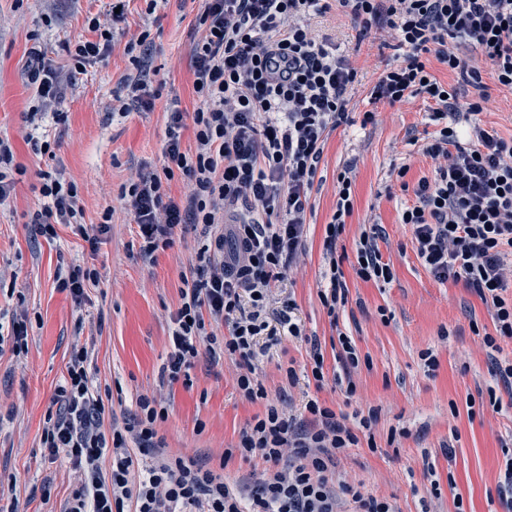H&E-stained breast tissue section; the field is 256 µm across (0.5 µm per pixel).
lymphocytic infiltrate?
<instances>
[{
  "mask_svg": "<svg viewBox=\"0 0 512 512\" xmlns=\"http://www.w3.org/2000/svg\"><path fill=\"white\" fill-rule=\"evenodd\" d=\"M333 6L359 35L389 29L401 53L400 65L374 85L373 100L394 105L423 94L435 103L429 118L439 130L424 148L434 175L412 185L405 180L407 167H399L401 189L417 199L400 221L411 226L417 256L436 279L463 283L486 306L494 326L481 338L491 354L489 373L512 388V359L497 356L501 341H512V139L476 122L489 96L480 70L459 54L462 46L475 48L498 83L512 89V0H204L197 23L205 35L192 50L198 105L189 117L171 110L166 166L123 186L121 198L138 228L141 258L170 248L179 225L200 228L205 242L170 315L161 377L190 383L203 353L231 361L239 390L249 401H264L265 411L247 423L221 461L259 458L265 468L255 484L233 486L194 457L168 453L156 429L168 412L153 396L137 395L134 412L123 424L112 423V406L94 385L90 352L82 346L70 356L41 438L44 458L66 460L74 484L58 512H397L364 481L337 472L348 449L363 442L375 447L369 434L378 408L352 427L311 398L300 418L269 400L258 373L260 337L275 344L304 336L294 302L283 303L273 324L266 308L275 283L304 247L310 192L328 136L351 122L347 106L358 71L311 26ZM87 24L91 36L71 50L70 74L35 57L29 73L34 103L24 115L25 141L34 154L55 158L40 133L43 124L66 123L60 105L67 84L86 64L106 59L112 46L113 20L94 16ZM428 54L474 89L476 99L460 101L457 87L430 75ZM188 123L195 138L190 152L181 146ZM178 176L187 189L177 199L170 184ZM38 178L44 203L28 215L35 233L52 240L63 224L97 251L111 211L99 224H84L78 186L63 167H48ZM352 212L353 183L343 173L325 227L328 284L319 291L334 326L348 302L337 243ZM380 235L379 225H364L353 270L363 281L387 284L394 273L382 259ZM229 238L236 243L230 254L224 250ZM219 324L227 334H216Z\"/></svg>",
  "mask_w": 512,
  "mask_h": 512,
  "instance_id": "f902f5d3",
  "label": "lymphocytic infiltrate"
}]
</instances>
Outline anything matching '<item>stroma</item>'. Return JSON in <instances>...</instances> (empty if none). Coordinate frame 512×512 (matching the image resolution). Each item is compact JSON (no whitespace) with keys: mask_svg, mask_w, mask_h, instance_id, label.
Listing matches in <instances>:
<instances>
[{"mask_svg":"<svg viewBox=\"0 0 512 512\" xmlns=\"http://www.w3.org/2000/svg\"><path fill=\"white\" fill-rule=\"evenodd\" d=\"M109 8L110 0H0V137L13 143L17 163L27 169L0 205V315L24 308L32 322L27 355L0 351V476L17 479L16 500L0 501V512H56L71 491L67 462L45 459L41 438L75 343L92 344L89 372L100 388L111 391L116 417L133 409L138 394L162 400L168 418L159 432L171 453L190 448L211 466H221L225 449L236 445L242 428L263 410L261 403L242 396L231 362L216 364L204 354L190 371L191 386L161 381L169 316L180 303L182 274L197 264L198 233L177 227L173 246L142 262L136 257L137 227L120 198L131 178L166 165L163 148L171 109L191 112L198 104L192 49L202 36L196 26L202 0H159L152 11L145 0H129L123 31L109 56L88 65L66 92L62 109L68 123L51 129L50 135L57 142L55 159L78 185L86 223H99L104 210L112 212L111 230L98 251L90 252L68 227H58L57 238L49 241L26 222V214L42 203L37 173L50 161L34 155L23 139V115L33 99L28 53L40 47L48 61L69 70L67 44L88 38L87 17L107 15ZM312 25L349 56L359 82L349 104L351 124L333 131L324 147L310 193L305 249L288 278L277 284L268 312L276 314L284 300L295 302L307 334L322 345L325 381L318 387L303 377L289 386L284 368L290 363L303 368L308 346L285 339L261 361L263 382L270 398L288 401L293 412L308 396L349 416L379 407L377 451L349 449L339 469L367 479L377 494L394 497L400 512H456L459 499L466 512H503L496 488L505 462L501 444L512 440V392L495 387L481 339L470 328L474 321L487 327L492 321L474 292L428 272L417 257L410 226L399 221L416 198L402 191L391 171L409 165L405 181L412 184L432 176V161L422 148L437 130L429 119L433 103L420 94L393 106L371 99L381 73L397 63L398 53L387 48L384 31L374 29L358 38L350 19L333 10ZM145 31L152 41L148 88L153 105L122 117L112 112L115 97L124 80L139 76L126 46ZM467 57L480 69L491 98L478 121L512 137V90L498 84L477 52ZM367 111L374 112L375 121L365 126L361 120ZM348 168L354 176V210L341 243L347 255H354L362 226L382 225L378 247L394 279L385 285L365 282L351 264H344L349 302L334 327L318 292L326 270L324 229L336 206V179ZM70 264L99 273V286L82 307L56 286L59 268ZM341 331L370 359L369 366L352 374L357 394L351 400L335 380L338 366L331 340ZM429 350L439 360L432 376L421 360ZM491 388L500 406H484L476 417H468V398ZM402 428L408 436L388 443L390 430ZM47 479L53 482L50 501L30 498L32 486ZM434 480L441 486L437 496L430 492Z\"/></svg>","mask_w":512,"mask_h":512,"instance_id":"obj_1","label":"stroma"}]
</instances>
